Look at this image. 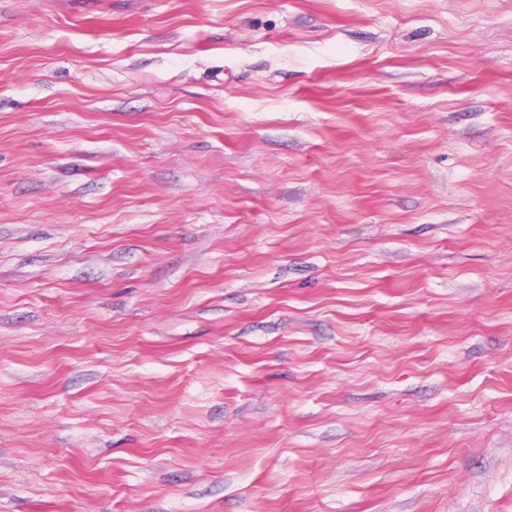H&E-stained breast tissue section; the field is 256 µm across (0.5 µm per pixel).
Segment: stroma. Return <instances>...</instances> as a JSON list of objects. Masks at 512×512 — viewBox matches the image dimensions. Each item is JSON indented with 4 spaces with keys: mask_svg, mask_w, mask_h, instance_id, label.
I'll return each mask as SVG.
<instances>
[{
    "mask_svg": "<svg viewBox=\"0 0 512 512\" xmlns=\"http://www.w3.org/2000/svg\"><path fill=\"white\" fill-rule=\"evenodd\" d=\"M0 512H512V0H0Z\"/></svg>",
    "mask_w": 512,
    "mask_h": 512,
    "instance_id": "1",
    "label": "stroma"
}]
</instances>
